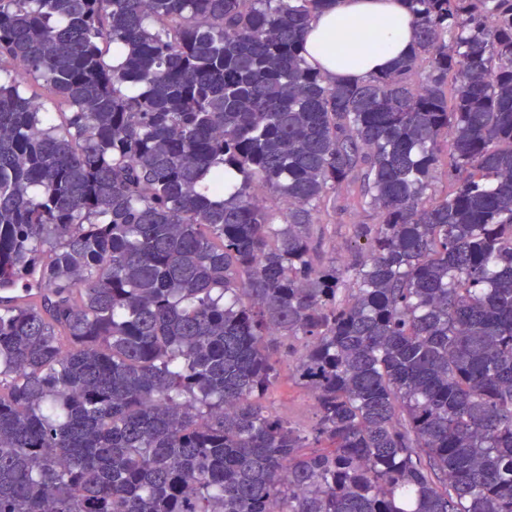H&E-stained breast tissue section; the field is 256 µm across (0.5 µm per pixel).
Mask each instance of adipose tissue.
Returning a JSON list of instances; mask_svg holds the SVG:
<instances>
[{"instance_id": "1", "label": "adipose tissue", "mask_w": 512, "mask_h": 512, "mask_svg": "<svg viewBox=\"0 0 512 512\" xmlns=\"http://www.w3.org/2000/svg\"><path fill=\"white\" fill-rule=\"evenodd\" d=\"M412 44L405 0H338L312 20L306 47L331 79L354 80L390 68Z\"/></svg>"}]
</instances>
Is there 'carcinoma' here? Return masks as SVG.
I'll list each match as a JSON object with an SVG mask.
<instances>
[{"label":"carcinoma","mask_w":512,"mask_h":512,"mask_svg":"<svg viewBox=\"0 0 512 512\" xmlns=\"http://www.w3.org/2000/svg\"><path fill=\"white\" fill-rule=\"evenodd\" d=\"M337 2L0 0V512H512V0ZM375 20L381 25L372 29ZM412 44L404 0H339L312 20L306 47L331 79L354 80L390 68ZM375 224V214L368 211H361L356 214H343L336 216V236L331 245L336 247V261H346L351 252V224ZM288 359H281L278 368L281 371V381L270 396L273 408L280 415L294 420L303 429L308 428L313 421V401L308 392L288 380Z\"/></svg>","instance_id":"carcinoma-1"}]
</instances>
